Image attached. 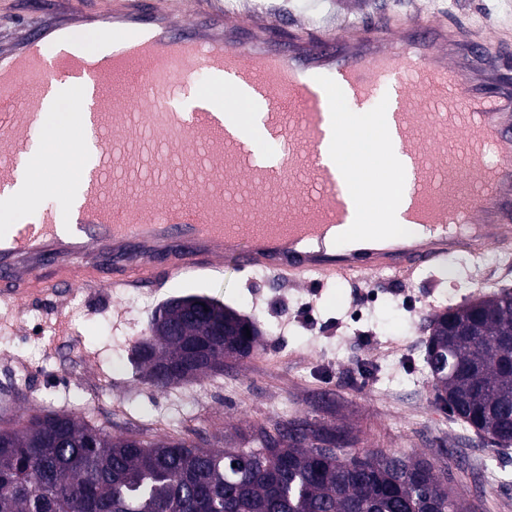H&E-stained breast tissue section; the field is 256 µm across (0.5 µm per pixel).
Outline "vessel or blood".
<instances>
[{"instance_id":"1","label":"vessel or blood","mask_w":512,"mask_h":512,"mask_svg":"<svg viewBox=\"0 0 512 512\" xmlns=\"http://www.w3.org/2000/svg\"><path fill=\"white\" fill-rule=\"evenodd\" d=\"M35 27L0 46V297L22 300L82 284L154 286L219 274L224 261L281 280L411 278L455 254L512 249V96L490 95L449 64L461 31L445 21L388 18L339 34L306 25L273 39L261 20L227 21L196 0L191 21L158 0H31ZM96 25L103 49L80 36ZM222 81L219 102L177 104L199 72ZM78 104L53 153L31 133L59 87ZM260 122L239 119L242 104ZM377 112L397 150L395 210L417 238L376 224L354 233L359 208L323 158L348 120ZM90 146L77 177L57 157ZM38 172L12 194L17 166ZM56 206L42 207L46 194Z\"/></svg>"}]
</instances>
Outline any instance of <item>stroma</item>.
Listing matches in <instances>:
<instances>
[{
  "label": "stroma",
  "mask_w": 512,
  "mask_h": 512,
  "mask_svg": "<svg viewBox=\"0 0 512 512\" xmlns=\"http://www.w3.org/2000/svg\"><path fill=\"white\" fill-rule=\"evenodd\" d=\"M231 17H264L328 29L391 11L454 19L482 47L465 60L488 94L512 95V0H218ZM512 290V256L442 267L392 282L330 279L312 286L240 272L225 262L216 278L174 277L157 287L78 286L61 296L0 299V417L17 422L48 410L112 434L185 439L223 448L240 432L278 416L308 415L348 428L358 447L434 460L440 477L473 512H512V448L488 446L437 404L424 341L432 313ZM199 294L259 326L255 357L223 373L158 389L130 357L149 334L157 306Z\"/></svg>",
  "instance_id": "35a3bbf8"
}]
</instances>
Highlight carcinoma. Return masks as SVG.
I'll use <instances>...</instances> for the list:
<instances>
[{"label": "carcinoma", "mask_w": 512, "mask_h": 512, "mask_svg": "<svg viewBox=\"0 0 512 512\" xmlns=\"http://www.w3.org/2000/svg\"><path fill=\"white\" fill-rule=\"evenodd\" d=\"M155 333L131 363L156 387L222 374L209 363L251 356L254 336H214L243 317L227 306ZM449 352L456 374L431 373L435 400L487 444L512 446V298L483 296L430 320L425 359ZM351 433L284 418L222 449L184 440L113 436L66 413L0 424V512H470L433 462L400 452H356Z\"/></svg>", "instance_id": "cac0c4a2"}]
</instances>
